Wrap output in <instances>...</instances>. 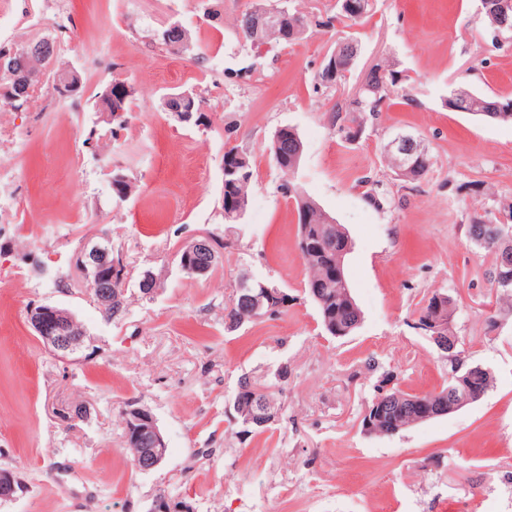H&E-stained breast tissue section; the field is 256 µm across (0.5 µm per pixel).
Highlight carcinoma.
Masks as SVG:
<instances>
[{"mask_svg": "<svg viewBox=\"0 0 512 512\" xmlns=\"http://www.w3.org/2000/svg\"><path fill=\"white\" fill-rule=\"evenodd\" d=\"M251 13L245 11L237 20L245 43L252 49H258L269 41L292 44L306 34L310 28L311 16L298 10L288 8L272 11L273 20L269 25L257 32L249 26ZM172 53L186 54L190 52V43L183 32L174 29L169 33V40L163 42ZM27 52L28 63L35 70L50 69L55 73L62 69L60 50L55 40L41 38L19 45ZM338 64L349 70L354 64L357 44L351 37H346L336 45ZM399 82L398 74L388 65L380 63L364 76L362 88L355 97L336 105L334 122L339 132L348 139L358 135L353 126H361L363 115L372 117L382 111L383 106L395 94ZM512 106L511 98H500L473 93L467 106L474 115L492 120L511 122L512 112L501 111V106ZM122 112L116 125L121 127L127 122L128 109L126 103L114 105L108 98L107 91H102L98 100V111L106 109ZM278 142H270L268 150L272 161L287 180L280 184L282 193L292 199L296 205L297 247L307 271L306 291L315 303L320 322L324 330L331 336L343 337L354 332L360 322L361 313L353 300L346 278L336 274V251L342 249L350 238L342 225L324 212L304 193L302 187L292 179L299 165L302 153V141L295 128L282 126L276 130ZM224 166L238 169L236 173H224L223 209L224 223L236 224L246 210L253 189L252 166L248 156L233 146L224 152ZM500 223L495 214L484 212L475 214L469 226V238L475 249L494 257L492 269L489 271L490 281L496 284L499 297L505 301L512 299V282H498L502 275L512 276V240L496 241L491 236V226ZM246 321H253L251 310L240 301V293H235L229 306L224 308V327L234 331ZM393 376L386 373L379 380L375 399L390 405L406 406L405 414L399 416L402 425L408 426L418 419V412L411 409L409 399L418 397L416 393L406 392L394 385L387 388ZM238 389L243 394H235L232 408L241 420L258 408L278 415L280 406L275 394L259 381L243 376L239 379Z\"/></svg>", "mask_w": 512, "mask_h": 512, "instance_id": "carcinoma-1", "label": "carcinoma"}]
</instances>
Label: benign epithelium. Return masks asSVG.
Listing matches in <instances>:
<instances>
[{
    "label": "benign epithelium",
    "instance_id": "1",
    "mask_svg": "<svg viewBox=\"0 0 512 512\" xmlns=\"http://www.w3.org/2000/svg\"><path fill=\"white\" fill-rule=\"evenodd\" d=\"M481 9L491 16H496L504 21L512 13V0H481ZM0 71H6L13 75L18 83L25 87V91L35 94L41 81V74L30 69L27 55L23 51L0 55ZM80 80L75 70L56 77V86L68 94L78 88ZM389 148L400 154L399 174H404L413 167V156L421 151L416 140L405 134L396 135L389 144ZM182 253L194 257L195 261L185 264V270L194 275H205L211 268V257L215 255L212 247V237L200 236L187 245ZM75 264L84 272L89 281V291L98 307L103 312L112 308V302L116 301V295L112 290V283L121 281L124 277V265L120 259L112 256V250H103L94 247L90 251H82L75 256ZM113 270V276L105 279L97 276V273L105 268ZM241 300L249 305L252 314L260 316L266 310L284 308L288 306V294L278 288H261L254 292L250 288H242ZM448 294L436 292L437 308L431 316L426 318V332L430 340L437 347H451L450 356L456 355L458 337L451 331L453 317L452 307L444 303ZM28 323L34 335L55 356L62 360L81 352L86 347V336L77 329L78 322L67 310L50 305H32L27 311ZM484 368L472 367L464 374L458 376L456 381L460 384L457 392L443 405L435 404L432 397L412 400L413 407L419 412L420 419L425 420L435 416L454 413L463 407L474 403L484 396V393H470L465 380L473 375L481 373ZM398 413L400 408H387L385 405L375 403V406L366 410L364 431L368 434L375 433L376 424L388 413ZM125 424L130 433L141 445L140 454L137 457V465L143 472H149L158 467L164 460L167 446L164 437L156 423V419L145 409L134 404L123 410ZM17 487L11 472L0 471V500L10 501L16 497Z\"/></svg>",
    "mask_w": 512,
    "mask_h": 512
}]
</instances>
